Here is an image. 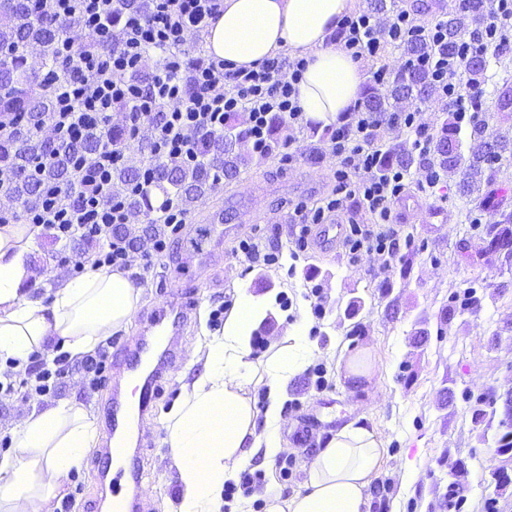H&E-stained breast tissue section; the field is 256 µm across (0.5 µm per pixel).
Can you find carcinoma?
I'll list each match as a JSON object with an SVG mask.
<instances>
[{"mask_svg":"<svg viewBox=\"0 0 512 512\" xmlns=\"http://www.w3.org/2000/svg\"><path fill=\"white\" fill-rule=\"evenodd\" d=\"M483 0H470L467 11L450 12L447 15L448 42L443 52L451 54L459 38L477 30L483 17ZM72 37L73 50L83 52L91 44L82 36H75L67 22L46 23L34 13L30 0H0V115L12 116L15 122L11 130L0 134V168L10 170L14 182L10 193L27 207L39 196V189L47 184L65 185L69 180V159L71 152H93L103 142H113L126 156V163L114 171L120 182L127 181L136 170V155H144L148 147L142 143L130 144L124 132L112 128L97 129L89 134L77 147L40 138L39 132L47 113L54 111L58 90L41 78L40 72L55 73L62 67L57 54L63 37ZM36 44L40 47V67L29 62L26 47ZM488 61L477 57L469 63L468 80L478 85L486 80ZM438 93L431 73L409 64L397 71L389 80L378 83L370 81L364 98L369 112H403L411 105L430 103L438 112L446 108L437 104ZM470 141L469 155H463L458 127L443 122L440 133L431 140L430 155L420 159L414 157L400 145L389 148L383 158L384 167L400 166L410 168L414 164H428L445 174L458 172L466 165L460 191L473 193L470 181L475 175H493L494 162L505 159L509 141L497 137L499 150L489 154L485 150L489 138L488 124L481 120L466 129ZM247 141L246 132L236 130L235 119L224 125V134H205L199 139L203 154L209 161L193 168L184 169L156 161L155 187L165 198L172 196L182 202L192 203L205 198L213 189L215 169L221 170L226 178L239 173L242 153L239 148Z\"/></svg>","mask_w":512,"mask_h":512,"instance_id":"carcinoma-1","label":"carcinoma"}]
</instances>
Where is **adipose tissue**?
<instances>
[{"mask_svg":"<svg viewBox=\"0 0 512 512\" xmlns=\"http://www.w3.org/2000/svg\"><path fill=\"white\" fill-rule=\"evenodd\" d=\"M205 34L209 57L252 70L285 55L306 62L297 86L304 119L325 128L359 101L363 77L334 34L349 0H223ZM39 229L0 226V360L25 368L40 351L79 359L131 324L142 290L130 271L87 268L54 291L29 256ZM269 296L236 289L221 332L205 344L203 369L183 385L164 417L166 441L179 470L180 496L171 512H221L224 488L253 462L269 466L282 451V399L289 380L314 360L308 324L287 331L283 344L255 370L251 335L267 319ZM352 394L369 393L380 367L370 347L339 368ZM267 393L258 409L251 389ZM98 441L92 415L79 404L32 403L11 430L13 453L0 457V512H43ZM386 451L380 432L359 413L337 428L309 460L300 490L265 494V512H371L372 484Z\"/></svg>","mask_w":512,"mask_h":512,"instance_id":"adipose-tissue-1","label":"adipose tissue"}]
</instances>
